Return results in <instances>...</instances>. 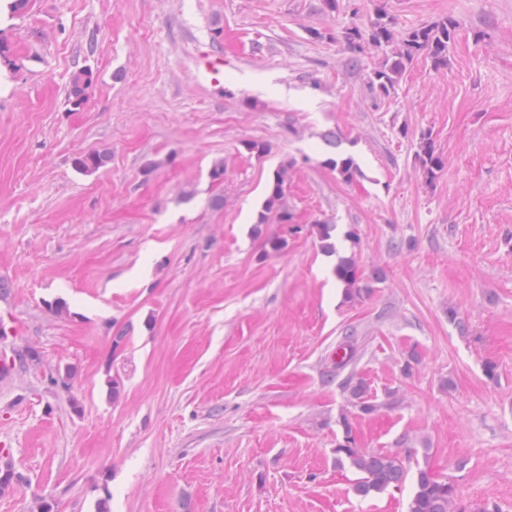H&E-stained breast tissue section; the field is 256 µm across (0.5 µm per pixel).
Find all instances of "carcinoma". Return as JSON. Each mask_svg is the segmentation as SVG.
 Segmentation results:
<instances>
[{"instance_id":"cac0c4a2","label":"carcinoma","mask_w":512,"mask_h":512,"mask_svg":"<svg viewBox=\"0 0 512 512\" xmlns=\"http://www.w3.org/2000/svg\"><path fill=\"white\" fill-rule=\"evenodd\" d=\"M457 24L450 18L414 27L400 35L395 33L394 23L384 13L378 14L366 28L351 26L344 32V40L353 52H362L369 46L377 50L390 49L381 65L374 70L371 84L384 96L395 89L398 78L404 74L415 59L420 56L430 58L434 65L448 62V48L454 41ZM92 82V72L83 69L75 73L69 86V101L80 106L86 98V90ZM417 158L423 171L432 178L444 167L443 159L435 153L432 134L424 132L419 141ZM103 153H90L75 159V167L83 172L99 169L107 162ZM338 175L351 181L358 168L349 156H338L331 160ZM288 164L283 163L274 172L263 209L257 223L286 224L290 221L288 209L284 206L286 175ZM336 279L343 285L345 299L354 302L362 295L371 292V286H359L360 276L355 256H341L335 267ZM339 463H348L359 474L354 490L357 495L366 497L386 490L406 481L408 468L406 461L398 454L374 452L359 448L350 432H345L343 442L336 448ZM21 480L11 463L0 457V492L9 490ZM455 486L446 479H439L425 468L417 471L413 496L408 512H454Z\"/></svg>"}]
</instances>
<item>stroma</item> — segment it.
Masks as SVG:
<instances>
[{
	"label": "stroma",
	"mask_w": 512,
	"mask_h": 512,
	"mask_svg": "<svg viewBox=\"0 0 512 512\" xmlns=\"http://www.w3.org/2000/svg\"><path fill=\"white\" fill-rule=\"evenodd\" d=\"M381 10L457 23L447 65L386 97L384 51L342 39ZM0 47V450L23 477L0 512H407L412 482L355 494L347 426L458 512H512V0H29ZM283 164L291 220L258 223ZM321 224L369 296L345 302ZM92 82V72L88 69L79 70L72 77L69 86V101L73 106H81L86 98V90ZM417 158L423 171L430 178L434 177L444 167L443 159L435 153L430 132H423L421 134Z\"/></svg>",
	"instance_id": "stroma-1"
}]
</instances>
